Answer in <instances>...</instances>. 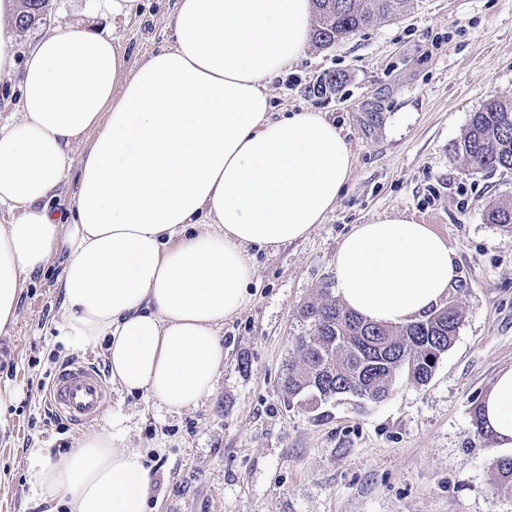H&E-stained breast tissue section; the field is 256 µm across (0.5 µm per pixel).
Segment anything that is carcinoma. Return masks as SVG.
Returning a JSON list of instances; mask_svg holds the SVG:
<instances>
[{
    "instance_id": "obj_1",
    "label": "carcinoma",
    "mask_w": 512,
    "mask_h": 512,
    "mask_svg": "<svg viewBox=\"0 0 512 512\" xmlns=\"http://www.w3.org/2000/svg\"><path fill=\"white\" fill-rule=\"evenodd\" d=\"M50 0H18L16 27L25 31L46 19ZM408 0H314L311 39L324 49L405 8ZM456 155L487 172H512V99L491 97L472 113ZM485 219L512 231V204H495ZM303 330L291 337L283 386L288 398L325 401L350 394L363 400L385 398L405 373L418 385L433 377L438 361L453 346L464 322L454 298L410 323L392 326L369 321L345 308L322 289L297 310ZM502 484H512V456L496 460Z\"/></svg>"
}]
</instances>
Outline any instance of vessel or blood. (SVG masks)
I'll return each mask as SVG.
<instances>
[{
	"label": "vessel or blood",
	"mask_w": 512,
	"mask_h": 512,
	"mask_svg": "<svg viewBox=\"0 0 512 512\" xmlns=\"http://www.w3.org/2000/svg\"><path fill=\"white\" fill-rule=\"evenodd\" d=\"M59 418L75 426L97 421L112 401V387L93 365L71 359L59 365L47 390Z\"/></svg>",
	"instance_id": "vessel-or-blood-1"
}]
</instances>
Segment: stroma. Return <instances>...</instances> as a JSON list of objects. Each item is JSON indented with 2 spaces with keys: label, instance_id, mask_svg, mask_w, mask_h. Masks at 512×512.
<instances>
[{
  "label": "stroma",
  "instance_id": "stroma-1",
  "mask_svg": "<svg viewBox=\"0 0 512 512\" xmlns=\"http://www.w3.org/2000/svg\"><path fill=\"white\" fill-rule=\"evenodd\" d=\"M176 0H142L138 14L90 13L51 0L46 21L19 34L85 28L116 39L125 70L172 44ZM335 93L313 88L328 73ZM266 89L277 111L309 108L336 124L354 166L334 208L302 239L252 250L248 301L225 319L224 366L198 406L167 412L146 393L114 390L104 420L124 415L128 448L146 455L147 512H512L494 470L503 450L478 437L473 409L512 368V232L486 223L512 201V173L474 169L454 147L489 97L512 98V0H410L404 13L329 49L308 46ZM427 225L457 259L465 321L431 381L399 375L380 402L289 400L283 378L299 306L334 285L343 238L376 216ZM66 250L25 284L17 322L0 334V387L18 398L0 417V512H51L25 482L31 449L67 458L80 428L54 418L45 391L55 369L100 349L56 336L57 280Z\"/></svg>",
  "mask_w": 512,
  "mask_h": 512
}]
</instances>
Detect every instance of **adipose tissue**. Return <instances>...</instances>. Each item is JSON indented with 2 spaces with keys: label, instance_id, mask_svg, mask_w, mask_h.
Returning a JSON list of instances; mask_svg holds the SVG:
<instances>
[{
  "label": "adipose tissue",
  "instance_id": "adipose-tissue-1",
  "mask_svg": "<svg viewBox=\"0 0 512 512\" xmlns=\"http://www.w3.org/2000/svg\"><path fill=\"white\" fill-rule=\"evenodd\" d=\"M0 0V78L18 76L20 118L0 124V334L27 278L67 242L58 336L100 347L111 379L181 413L210 396L220 331L248 300L250 250L304 238L335 206L354 166L319 113L276 112L267 78L311 35V0H177L173 45L135 72L117 41L83 29L42 34L24 59ZM85 149L72 161L77 144ZM78 164L74 229L53 206ZM335 294L378 323L425 315L457 278L447 244L406 216L355 225L334 260ZM499 447L512 448V368L483 399ZM120 416L73 455L30 451L26 481L66 512H146L152 474L123 447Z\"/></svg>",
  "mask_w": 512,
  "mask_h": 512
}]
</instances>
